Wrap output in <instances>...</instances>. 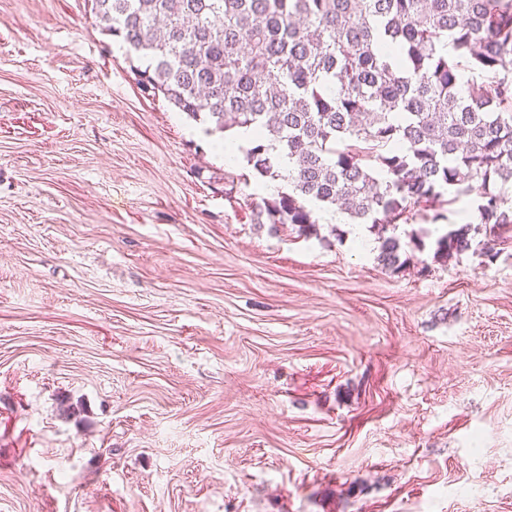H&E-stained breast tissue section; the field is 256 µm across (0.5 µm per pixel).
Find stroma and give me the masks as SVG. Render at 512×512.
I'll return each instance as SVG.
<instances>
[{
	"mask_svg": "<svg viewBox=\"0 0 512 512\" xmlns=\"http://www.w3.org/2000/svg\"><path fill=\"white\" fill-rule=\"evenodd\" d=\"M89 0H0V512H512V239L254 220ZM424 234L417 248L411 232ZM472 223L448 224V231L435 241L434 256L441 261H448L454 255H460L471 249ZM403 253L404 248L400 237L395 234L381 237L377 260L383 268L392 272L400 271L407 262V259L402 260Z\"/></svg>",
	"mask_w": 512,
	"mask_h": 512,
	"instance_id": "35a3bbf8",
	"label": "stroma"
}]
</instances>
